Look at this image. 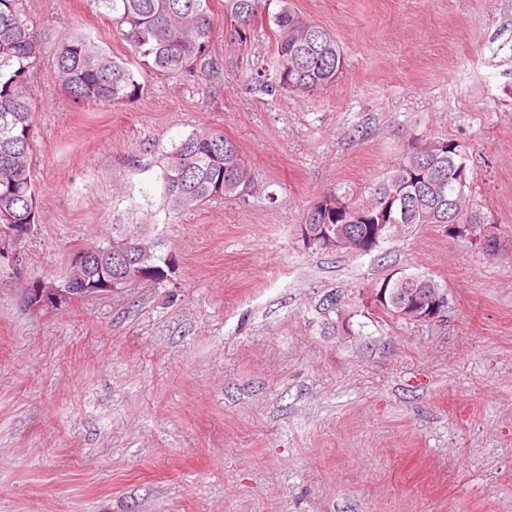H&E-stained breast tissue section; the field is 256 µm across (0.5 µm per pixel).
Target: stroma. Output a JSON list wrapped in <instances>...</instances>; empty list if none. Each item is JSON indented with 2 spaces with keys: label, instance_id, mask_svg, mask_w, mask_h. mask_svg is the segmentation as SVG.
Here are the masks:
<instances>
[{
  "label": "stroma",
  "instance_id": "35a3bbf8",
  "mask_svg": "<svg viewBox=\"0 0 512 512\" xmlns=\"http://www.w3.org/2000/svg\"><path fill=\"white\" fill-rule=\"evenodd\" d=\"M288 4L345 65L326 92L270 102L241 77L274 41L259 28L232 49L224 0L209 89L149 72L87 0H27L46 30L24 84L39 106L29 277L148 211L173 267L39 311L0 284V512H512V246L490 259L424 226L354 256L297 235L323 189L363 191L438 138L512 229V0ZM76 30L128 64L137 98L69 100L55 51ZM205 126L239 143L254 182L170 218L159 158ZM397 271L447 289L446 326L357 316L359 349L313 325L323 291Z\"/></svg>",
  "mask_w": 512,
  "mask_h": 512
}]
</instances>
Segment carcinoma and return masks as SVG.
Listing matches in <instances>:
<instances>
[{
	"mask_svg": "<svg viewBox=\"0 0 512 512\" xmlns=\"http://www.w3.org/2000/svg\"><path fill=\"white\" fill-rule=\"evenodd\" d=\"M109 16L112 28L136 57L152 69L172 77L211 81L224 74V61L210 48V0H88ZM278 4L271 10L272 4ZM233 44L250 43L257 22L272 32L271 61L256 60L245 74L246 89L273 100L328 90L342 73L344 55L336 35L304 22L287 0H224ZM43 36L30 18L25 0H0V228L8 224H38V206L32 182L34 114L36 106L25 94L24 83L42 53ZM56 77L63 92L84 106L115 105L139 96L140 83L127 64L117 60L97 41L81 33L60 38ZM427 147L399 156L367 190L327 188L302 217L297 232L312 250H327V241L346 224H356L358 236L345 252L372 253L395 238L422 226L448 225V201L457 200V222L468 227L464 241L488 258L503 249L499 228L455 177L465 162L459 143L452 139L425 141ZM253 181V173L238 143L224 129L204 127L191 132L162 156L159 182L168 214L178 215L216 199H231ZM380 224L389 231L378 241L371 236ZM148 221L112 225V239L132 244L129 262L111 260L109 243L81 248L87 254L81 273L99 280L112 275L129 285L164 277L160 244L147 231ZM314 243H309V237ZM430 298L448 296L447 289L420 274L392 273L372 288L355 292L333 289L319 295L316 323L331 336L354 335L351 319L360 314L387 319L401 328L414 325L400 305L414 293Z\"/></svg>",
	"mask_w": 512,
	"mask_h": 512,
	"instance_id": "cac0c4a2",
	"label": "carcinoma"
}]
</instances>
